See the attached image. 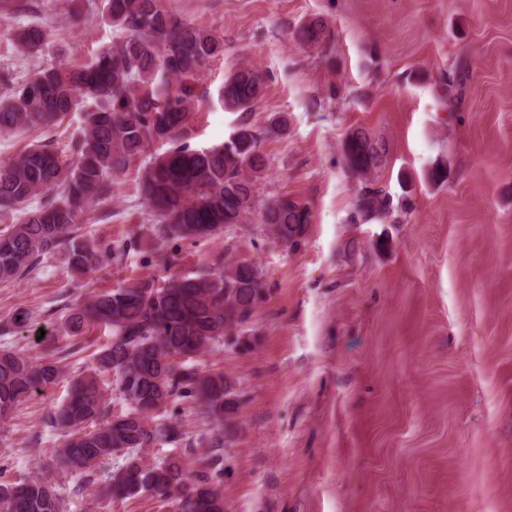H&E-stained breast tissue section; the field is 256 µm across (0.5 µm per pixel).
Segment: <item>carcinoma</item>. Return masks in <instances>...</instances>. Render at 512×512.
Masks as SVG:
<instances>
[{"label": "carcinoma", "mask_w": 512, "mask_h": 512, "mask_svg": "<svg viewBox=\"0 0 512 512\" xmlns=\"http://www.w3.org/2000/svg\"><path fill=\"white\" fill-rule=\"evenodd\" d=\"M101 16L119 35L113 46L84 66L52 65L36 71L18 91L0 96V137L34 126H53L70 112H83L84 131L64 148L34 144L0 164V281L30 274L41 259L64 250L72 269L95 270L107 248L75 235L90 206L112 196L113 175L154 142L170 148L148 159L139 191L161 239L204 238L232 224H244L255 208L257 181L268 169L261 140L287 127L278 117L263 130L249 122L261 96V74L248 66L224 78V109L241 113L239 126L224 143L207 149L185 141L194 108L191 83L219 55L224 43L191 27L165 0H101ZM323 21L305 23L299 36L322 41ZM39 26L19 34L22 47L41 45ZM344 164L362 183L357 211L365 219L391 213L390 195L373 175L387 163L389 141L355 127L342 145ZM36 207H31L33 200ZM262 222L283 244L295 246L311 224L309 207L282 196L265 207ZM265 296L258 266L245 259L224 264L219 255L205 269L172 276L164 286L137 280L94 294L66 317L76 333L85 325L112 329V343L96 354L93 367L71 380L67 399L52 418L64 441L57 448L63 471L101 484L103 493L127 498L148 493L172 500L178 512H224V497L212 482L221 474L224 438L206 441L200 470L169 454L146 459L153 446L178 445L186 432L169 414L176 401L200 414L230 420L239 412L236 382L222 371L199 368L197 357L228 342L241 344ZM61 368L41 357L0 350V419L36 389L55 383ZM120 379L127 411L106 415L100 376ZM115 467L100 473L107 460ZM0 512H59L56 489L39 478L21 492L0 482Z\"/></svg>", "instance_id": "cac0c4a2"}]
</instances>
